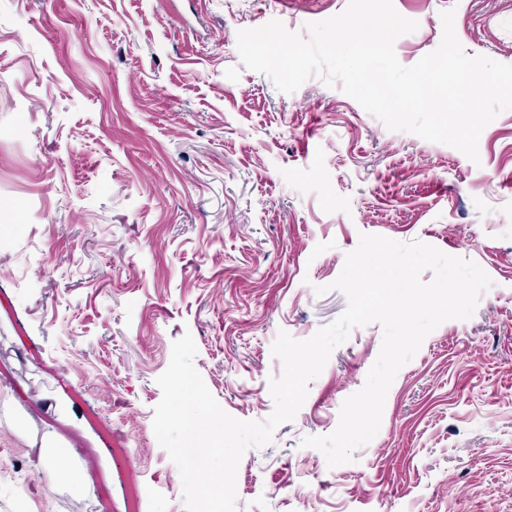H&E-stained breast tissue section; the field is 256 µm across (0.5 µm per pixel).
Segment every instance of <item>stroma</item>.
I'll return each mask as SVG.
<instances>
[{"instance_id": "stroma-1", "label": "stroma", "mask_w": 512, "mask_h": 512, "mask_svg": "<svg viewBox=\"0 0 512 512\" xmlns=\"http://www.w3.org/2000/svg\"><path fill=\"white\" fill-rule=\"evenodd\" d=\"M415 64L455 13L464 50L512 64V0H393ZM348 0H0V512H66L81 467L104 512H185L153 430L172 344L231 416L265 420L279 332L346 308L332 287L360 235L420 240L493 285L441 323L390 386L377 435L331 468L327 435L381 349L352 329L292 422L247 450L237 512H512V109L478 161L388 130L320 79L279 92L240 30L303 32ZM325 294H317V287ZM74 457L38 465L32 437Z\"/></svg>"}]
</instances>
